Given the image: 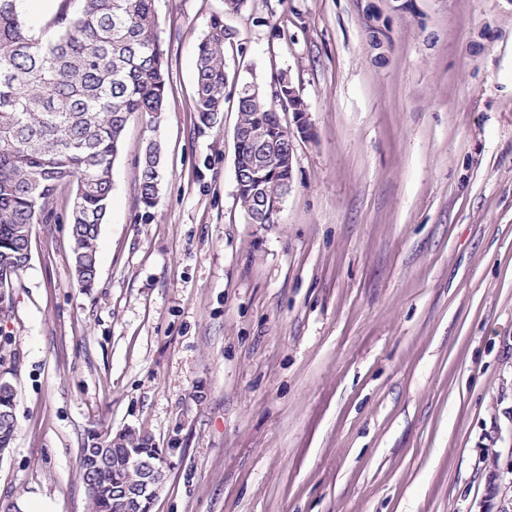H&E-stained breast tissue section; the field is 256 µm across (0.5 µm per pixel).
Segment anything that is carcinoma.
<instances>
[{"label": "carcinoma", "mask_w": 512, "mask_h": 512, "mask_svg": "<svg viewBox=\"0 0 512 512\" xmlns=\"http://www.w3.org/2000/svg\"><path fill=\"white\" fill-rule=\"evenodd\" d=\"M18 0H0V266L13 275L30 261L32 228L49 221L57 191L75 185L71 198L72 259L78 283L92 288L98 238L112 194V165L122 133L137 114L163 110L167 79L157 33L155 0H64L40 31L21 16ZM224 19H212L199 46L196 111L216 122L224 104ZM234 161L251 186L237 198L250 219L265 201L285 196L281 178L288 139L277 110L258 88L237 96ZM257 128L274 137L254 161L245 135ZM160 147L148 143L139 183L147 207L159 195ZM150 440L124 430L107 440L102 463L83 447L80 468L88 512H120L112 490L141 479L134 458L151 456Z\"/></svg>", "instance_id": "1"}]
</instances>
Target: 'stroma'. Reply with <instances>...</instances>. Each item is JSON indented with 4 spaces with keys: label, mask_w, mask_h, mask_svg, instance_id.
Returning a JSON list of instances; mask_svg holds the SVG:
<instances>
[{
    "label": "stroma",
    "mask_w": 512,
    "mask_h": 512,
    "mask_svg": "<svg viewBox=\"0 0 512 512\" xmlns=\"http://www.w3.org/2000/svg\"><path fill=\"white\" fill-rule=\"evenodd\" d=\"M155 11L164 106L124 130L94 288L64 189L0 303V504L87 512L80 450L129 427L168 460L150 512H512V0ZM219 15L226 101L205 125ZM282 73L309 130L276 223L252 224L236 90ZM228 35L224 19L216 16L212 19L209 31L199 46L196 66V111L203 124L216 122L224 104V42ZM160 147L155 141L147 145L142 163L139 183L140 198L146 207H153L159 195L160 173Z\"/></svg>",
    "instance_id": "obj_1"
}]
</instances>
